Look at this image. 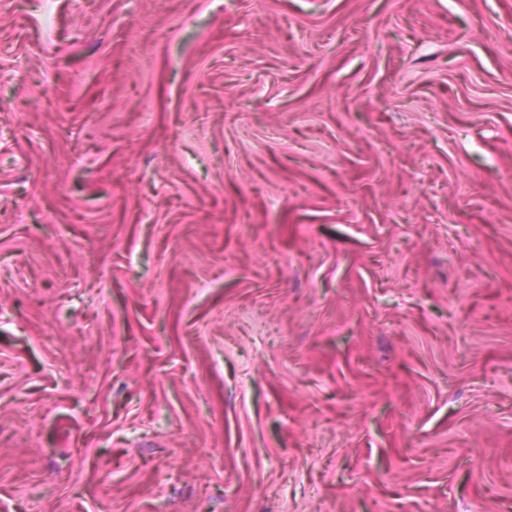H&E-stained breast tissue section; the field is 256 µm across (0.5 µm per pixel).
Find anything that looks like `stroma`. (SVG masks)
Segmentation results:
<instances>
[{"label": "stroma", "instance_id": "stroma-1", "mask_svg": "<svg viewBox=\"0 0 512 512\" xmlns=\"http://www.w3.org/2000/svg\"><path fill=\"white\" fill-rule=\"evenodd\" d=\"M512 512V0H0V512Z\"/></svg>", "mask_w": 512, "mask_h": 512}]
</instances>
